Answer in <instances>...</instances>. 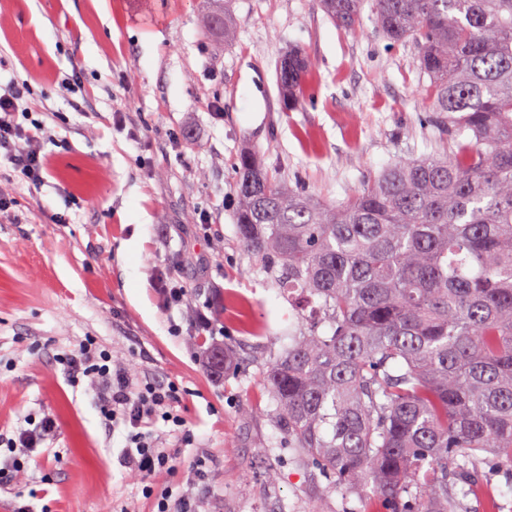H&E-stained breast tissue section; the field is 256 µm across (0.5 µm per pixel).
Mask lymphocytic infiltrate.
<instances>
[{"label": "lymphocytic infiltrate", "mask_w": 512, "mask_h": 512, "mask_svg": "<svg viewBox=\"0 0 512 512\" xmlns=\"http://www.w3.org/2000/svg\"><path fill=\"white\" fill-rule=\"evenodd\" d=\"M29 95L30 89L23 82L11 83L0 92V154L15 173L36 188L44 179L40 156L42 126L35 121L26 127L18 121ZM58 362L70 383H89L104 422L125 426L122 463L144 480L143 493L152 501L151 512H198L190 493L158 491L150 484L157 473L174 471L177 466L175 457L152 436L157 422L170 424L172 435L182 441L193 440L175 409L180 399L179 386L133 375L115 362L108 348L91 338L59 355ZM56 433L57 422L49 413L43 414L33 428L19 429L10 437L0 433V451L5 454L1 463L15 470L24 468L27 457Z\"/></svg>", "instance_id": "f902f5d3"}]
</instances>
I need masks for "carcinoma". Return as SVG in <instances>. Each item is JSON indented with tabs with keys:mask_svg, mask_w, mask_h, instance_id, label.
<instances>
[{
	"mask_svg": "<svg viewBox=\"0 0 512 512\" xmlns=\"http://www.w3.org/2000/svg\"><path fill=\"white\" fill-rule=\"evenodd\" d=\"M208 29L229 40L216 0ZM356 29L363 0H321ZM394 44L413 42L433 84V122L453 149L397 163L340 206L236 161L242 246L302 320L259 364L284 447L389 512L497 504L483 467L512 468V0H373ZM311 69H277L283 108ZM208 365L235 367L214 344Z\"/></svg>",
	"mask_w": 512,
	"mask_h": 512,
	"instance_id": "carcinoma-1",
	"label": "carcinoma"
}]
</instances>
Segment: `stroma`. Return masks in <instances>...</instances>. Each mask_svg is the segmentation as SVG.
Returning <instances> with one entry per match:
<instances>
[{
  "label": "stroma",
  "instance_id": "1",
  "mask_svg": "<svg viewBox=\"0 0 512 512\" xmlns=\"http://www.w3.org/2000/svg\"><path fill=\"white\" fill-rule=\"evenodd\" d=\"M204 0H0V85L24 81L44 127L40 187L0 160V430L51 413L52 457L0 477V512H150L121 464L124 427L105 426L86 384L58 354L96 338L141 376L175 382L187 445L157 424L179 468L156 489L191 492L199 512H384L278 451L262 373L209 368L193 328L210 302L225 345L265 358L300 320L238 240L239 153L261 151L273 176L338 205L369 177L446 151L428 122L430 78L417 47L392 44L363 7L349 34L318 0H231L226 43ZM293 48L312 66L284 110L276 65ZM79 75L78 93L62 83ZM164 275L185 288L168 307ZM203 481H196V467ZM276 467L278 477L265 472Z\"/></svg>",
  "mask_w": 512,
  "mask_h": 512
}]
</instances>
